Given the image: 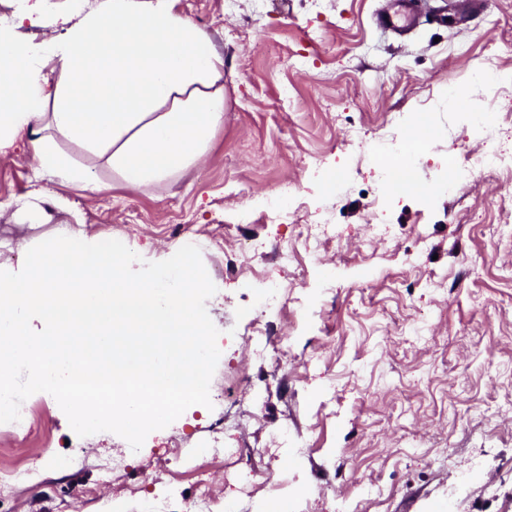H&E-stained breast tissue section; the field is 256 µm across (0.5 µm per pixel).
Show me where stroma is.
<instances>
[{
    "mask_svg": "<svg viewBox=\"0 0 512 512\" xmlns=\"http://www.w3.org/2000/svg\"><path fill=\"white\" fill-rule=\"evenodd\" d=\"M388 2L178 0L224 57V121L179 179L129 190L61 141L93 167L92 192L36 180L28 141L0 154V264L78 224L134 241L149 262L195 245L217 288L206 303L220 331L212 405L139 450L111 432L77 436L53 396L31 395L38 429L10 463L42 471L27 493L38 512L101 488V456L121 460L130 488L117 512H152L147 488L174 442L217 469L196 450L218 421L225 447L258 451L240 476L252 496L224 480L238 512L283 501L292 512H512V223L501 212L512 177L445 190L451 163L512 150V90L492 78L512 71V0H487L467 21L461 0H421L404 35L376 23ZM397 140L421 150L403 160ZM283 183L290 207L260 219ZM318 209L327 235L294 239L292 225ZM252 238L285 259L242 252ZM255 273L286 296L257 349L241 286ZM76 448L84 458L58 466Z\"/></svg>",
    "mask_w": 512,
    "mask_h": 512,
    "instance_id": "stroma-1",
    "label": "stroma"
}]
</instances>
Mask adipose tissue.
I'll use <instances>...</instances> for the list:
<instances>
[{
    "mask_svg": "<svg viewBox=\"0 0 512 512\" xmlns=\"http://www.w3.org/2000/svg\"><path fill=\"white\" fill-rule=\"evenodd\" d=\"M178 0H100L63 37L19 35L30 11L0 24V154L35 149L36 173L96 189L59 147L82 146L140 188L182 175L224 121V58Z\"/></svg>",
    "mask_w": 512,
    "mask_h": 512,
    "instance_id": "ef3b65f1",
    "label": "adipose tissue"
}]
</instances>
